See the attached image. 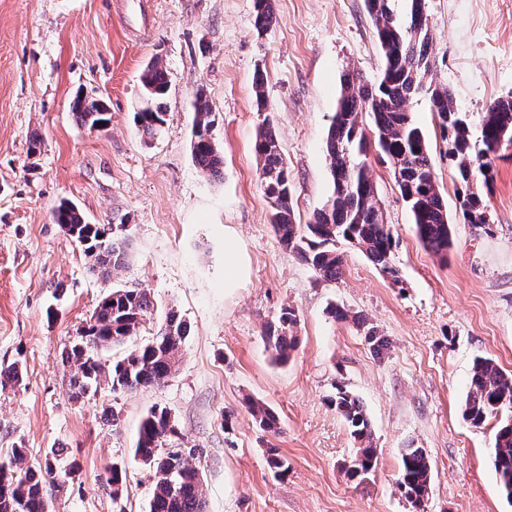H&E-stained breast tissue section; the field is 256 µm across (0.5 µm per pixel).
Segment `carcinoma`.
Returning <instances> with one entry per match:
<instances>
[{
    "label": "carcinoma",
    "instance_id": "obj_1",
    "mask_svg": "<svg viewBox=\"0 0 512 512\" xmlns=\"http://www.w3.org/2000/svg\"><path fill=\"white\" fill-rule=\"evenodd\" d=\"M365 4L383 54V67L373 83L355 71L343 75L326 138L333 191L311 223L293 222L290 171L270 123L263 122L254 142L259 180L275 233L286 250L327 280L341 274L337 244L342 241L357 247L383 272L396 274L391 264L393 235L383 224L376 187L363 160L371 146L365 118L373 120L378 152L392 168L418 239L442 257L451 244L448 204L435 182L427 141L409 110L411 101L423 93L429 95L439 135L457 174L459 216L470 224L488 223V205L470 190L471 182L492 178L490 160L497 154L501 138L512 137V94L487 107L480 135L474 138L451 90L433 83L436 64L430 52V27L418 24L419 16L427 11L426 0H365ZM255 7L256 29L270 26L274 19L271 0H256ZM141 82L145 98L135 119L139 132L151 139L165 122L160 100L167 92L168 80L160 60L143 70ZM71 110L83 126L109 121L105 105L95 97L77 96ZM214 124L203 93H197L192 157L206 176L220 174L223 167V156L212 135ZM54 219L82 248L93 274L108 277L125 266L129 248L126 239L116 233L119 225L90 224L77 207L65 202L56 209ZM153 311L154 302L144 289H114L111 301L97 304L83 327L84 334L69 341L62 351L71 398L94 396L103 382L114 392H124L159 386L174 374L188 327L173 310L167 312L164 329L151 342L119 360H102V350L136 335ZM296 324L294 311L285 308L266 328V339L279 361L288 360L296 347ZM327 402L346 421L359 444L348 469L350 476L371 471L378 457L361 401L338 382ZM251 412L262 429H277L278 420L267 407L254 403ZM463 417L474 427L496 420L493 465L511 500L512 373L489 358L476 360ZM180 439L181 432L166 407L151 409L140 423L134 454L154 472L150 512H206L201 473L193 464L198 449L169 447ZM55 483L50 460L27 465L24 449H12L9 460L0 462V512H49L48 491ZM397 485L415 505L428 497L431 470L424 449H403Z\"/></svg>",
    "mask_w": 512,
    "mask_h": 512
}]
</instances>
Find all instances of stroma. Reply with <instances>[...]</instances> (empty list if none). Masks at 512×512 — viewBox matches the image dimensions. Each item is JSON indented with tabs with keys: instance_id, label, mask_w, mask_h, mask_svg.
Wrapping results in <instances>:
<instances>
[{
	"instance_id": "1",
	"label": "stroma",
	"mask_w": 512,
	"mask_h": 512,
	"mask_svg": "<svg viewBox=\"0 0 512 512\" xmlns=\"http://www.w3.org/2000/svg\"><path fill=\"white\" fill-rule=\"evenodd\" d=\"M274 21L254 26L255 0H0V365L22 368L0 386V458L25 450L35 464L62 448L68 480L51 512H149L152 476L136 459L141 419L168 408L200 452L207 512H512L492 463V425L462 416L476 358L512 371V140L477 183L489 222L451 217L447 257L424 247L393 172L368 165L396 245L395 275L341 243L340 279L327 281L285 250L273 230L254 152L271 120L294 184L296 223L329 198L325 140L345 72L374 80L381 49L364 0H273ZM433 81L451 89L471 125L512 92V0H427ZM160 59L165 123L152 139L134 115L140 76ZM263 74L268 113L255 107ZM103 98L106 130L79 125L77 93ZM204 94L224 156L220 176L191 155L194 102ZM410 110L424 133L440 192L455 204L428 97ZM72 202L92 224L121 225L125 267L93 275L83 250L53 221ZM146 289L155 307L116 359L156 336L167 311L190 332L162 386L76 402L62 349L112 289ZM339 305L389 342L376 354L363 328L334 320ZM297 316V349L275 361L264 340L282 309ZM344 382L363 403L378 465L352 478L355 453L326 397ZM275 411L262 430L247 408ZM278 449L288 470L269 469ZM425 449L431 489L422 506L397 487L401 451ZM126 474L112 486V469Z\"/></svg>"
}]
</instances>
